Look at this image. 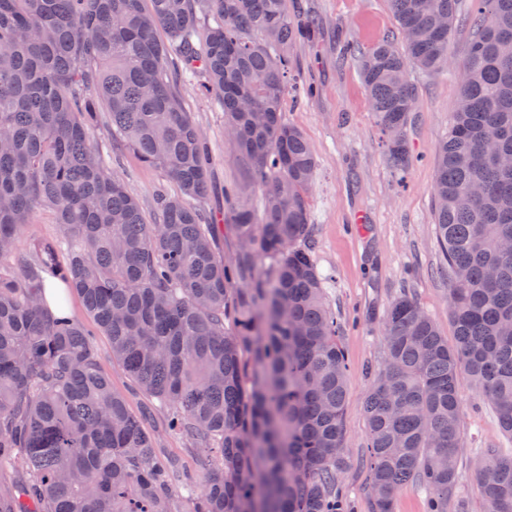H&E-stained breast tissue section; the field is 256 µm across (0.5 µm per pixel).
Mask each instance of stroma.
<instances>
[{"label": "stroma", "mask_w": 512, "mask_h": 512, "mask_svg": "<svg viewBox=\"0 0 512 512\" xmlns=\"http://www.w3.org/2000/svg\"><path fill=\"white\" fill-rule=\"evenodd\" d=\"M470 4L463 0L449 51L453 65L437 71L411 68L415 104L407 127L410 162L393 166L386 138L371 110L362 81L358 53L399 30L388 0H288V12L303 33L287 50L293 75L285 95L283 117L307 137L317 167L309 190L311 235L319 273L325 279L326 301L341 324L340 341L348 357V396L344 413L348 464L337 487L354 512H372L364 396L374 371L382 367L385 348L381 325L390 303L412 296L438 326L454 338L448 317V265L432 222L438 142L458 109V61L471 36ZM201 77L185 75L177 92L206 136L211 154L212 190L205 204L207 219L226 209L225 195L247 200L261 209L250 162L224 132V103L200 88ZM93 148L138 197L147 220H154L159 195L172 194L175 184L130 149L112 141L110 116L99 108ZM54 210L40 209L28 219L12 259L22 269L33 257L34 242L59 235ZM101 370L148 425L159 429V446L180 466L194 469L198 449L163 434L165 413L135 388L122 365L113 359L107 337L94 338ZM464 439L455 497L468 512H484L475 477L480 449L495 446L512 452V436L503 433L490 405L470 386L461 389Z\"/></svg>", "instance_id": "stroma-1"}]
</instances>
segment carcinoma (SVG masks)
Listing matches in <instances>:
<instances>
[{"label":"carcinoma","instance_id":"1","mask_svg":"<svg viewBox=\"0 0 512 512\" xmlns=\"http://www.w3.org/2000/svg\"><path fill=\"white\" fill-rule=\"evenodd\" d=\"M0 0V466L27 475L0 512H347L348 393L336 312L311 239L312 148L283 119L298 36L286 0ZM401 41L362 53L360 70L389 157L410 161L409 70L448 64L458 0H389ZM473 36L452 116L435 154L433 224L445 252L450 344L410 296L390 305L387 368L365 398L373 512H393L415 482L430 512H448L463 441L462 379L512 436V0H475ZM216 26L193 40L197 7ZM204 76L224 128L252 166L263 214L235 200L241 247L217 256L205 223L204 134L174 92L168 58ZM112 129L179 194L146 223L139 199L94 154L97 101ZM62 231L20 271L10 260L37 209ZM67 256L65 266L57 264ZM71 285L130 379L167 413L169 433L203 450L205 484L176 483L156 435L112 390L91 335L44 296L45 276ZM484 512H512V455L484 448Z\"/></svg>","mask_w":512,"mask_h":512}]
</instances>
